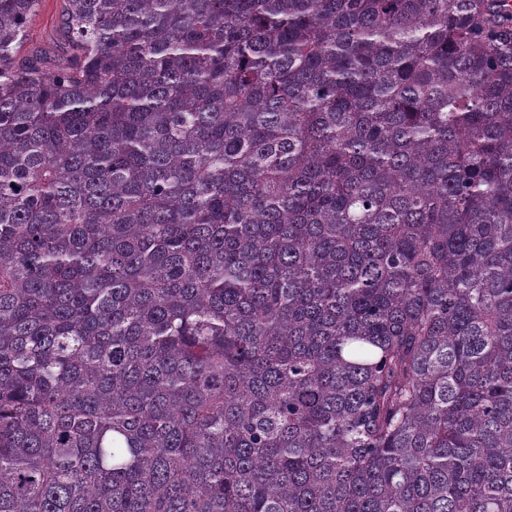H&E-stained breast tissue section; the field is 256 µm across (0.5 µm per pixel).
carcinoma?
I'll return each mask as SVG.
<instances>
[{"label":"carcinoma","instance_id":"cac0c4a2","mask_svg":"<svg viewBox=\"0 0 512 512\" xmlns=\"http://www.w3.org/2000/svg\"><path fill=\"white\" fill-rule=\"evenodd\" d=\"M0 0V512H512V3ZM67 7L66 0H42L37 12L29 19L18 57L24 58L36 49L49 51V66L65 57L68 48L61 35V23Z\"/></svg>","mask_w":512,"mask_h":512}]
</instances>
